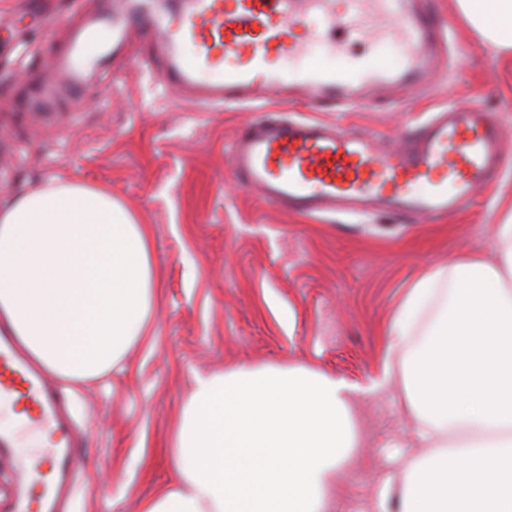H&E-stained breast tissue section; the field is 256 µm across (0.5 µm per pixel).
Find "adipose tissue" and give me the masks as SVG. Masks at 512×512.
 Returning a JSON list of instances; mask_svg holds the SVG:
<instances>
[{
	"label": "adipose tissue",
	"mask_w": 512,
	"mask_h": 512,
	"mask_svg": "<svg viewBox=\"0 0 512 512\" xmlns=\"http://www.w3.org/2000/svg\"><path fill=\"white\" fill-rule=\"evenodd\" d=\"M484 45L512 51V0H453ZM495 254L433 267L408 289L387 350L423 447L396 512H512V185ZM147 225L103 187L49 183L0 204V319L49 372H120L151 333ZM358 443L351 388L300 366L194 375L170 452L173 484L137 512H336Z\"/></svg>",
	"instance_id": "ef3b65f1"
}]
</instances>
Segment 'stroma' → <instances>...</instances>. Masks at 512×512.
I'll return each mask as SVG.
<instances>
[{"label": "stroma", "mask_w": 512, "mask_h": 512, "mask_svg": "<svg viewBox=\"0 0 512 512\" xmlns=\"http://www.w3.org/2000/svg\"><path fill=\"white\" fill-rule=\"evenodd\" d=\"M433 8L448 28V56L426 88L384 89L361 109L274 97L204 109L137 64L84 69L91 90L53 79V62L68 55L101 0H0V189L105 186L154 242L151 336L123 373L63 384L82 446L62 512H135L172 477L166 449L195 373L239 364L302 365L352 386L363 446L339 478L340 512L376 504L420 454L398 387L383 382L387 332L406 290L431 268L464 253L492 257L497 188L445 217L307 218L238 183L231 145L242 124L278 111L397 149L436 109L458 102L483 105L512 140L504 57L451 0ZM15 432L11 459L0 465V512H10L18 469L42 446V431Z\"/></svg>", "instance_id": "stroma-1"}]
</instances>
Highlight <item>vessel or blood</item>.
Masks as SVG:
<instances>
[{"label":"vessel or blood","mask_w":512,"mask_h":512,"mask_svg":"<svg viewBox=\"0 0 512 512\" xmlns=\"http://www.w3.org/2000/svg\"><path fill=\"white\" fill-rule=\"evenodd\" d=\"M112 31L104 58L125 56L133 37L159 48L161 80L183 90L198 107L256 102L273 91L302 89L314 103H354L363 93L398 84L428 82L441 30L416 0H105L88 27L76 33L83 53L98 28ZM401 42L398 65L387 64L377 45ZM191 53H184V45ZM318 44L331 55H351L343 68L307 57ZM299 66L284 72V57ZM503 127L476 103L439 108L418 127L410 145L381 147L372 137L314 120L262 119L233 139L236 179L272 205L316 214L340 207L378 206L395 214L445 215L468 203L498 178ZM31 408L30 425L50 432L52 443L31 466L40 488L21 481L14 512H57L77 457L73 422L61 390L16 349L0 324V396Z\"/></svg>","instance_id":"vessel-or-blood-1"}]
</instances>
